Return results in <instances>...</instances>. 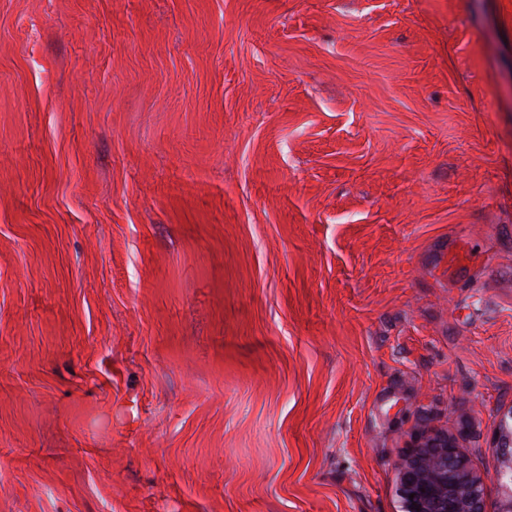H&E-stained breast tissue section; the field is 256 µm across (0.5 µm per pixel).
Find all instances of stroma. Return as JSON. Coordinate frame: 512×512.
Instances as JSON below:
<instances>
[{
	"instance_id": "35a3bbf8",
	"label": "stroma",
	"mask_w": 512,
	"mask_h": 512,
	"mask_svg": "<svg viewBox=\"0 0 512 512\" xmlns=\"http://www.w3.org/2000/svg\"><path fill=\"white\" fill-rule=\"evenodd\" d=\"M510 407L512 0H0V512H400ZM429 436L430 433L421 427H411L407 431L395 485L401 511L437 512L439 501L445 497L441 508L444 510L449 490L454 501L448 503V512H486V476L470 468L455 439H449L443 448L449 437L443 432L430 436L431 444L427 447L442 448L440 453L423 461ZM411 493H414L413 500L409 499ZM416 506L420 511H416Z\"/></svg>"
}]
</instances>
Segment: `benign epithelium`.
<instances>
[{
    "instance_id": "7a95c632",
    "label": "benign epithelium",
    "mask_w": 512,
    "mask_h": 512,
    "mask_svg": "<svg viewBox=\"0 0 512 512\" xmlns=\"http://www.w3.org/2000/svg\"><path fill=\"white\" fill-rule=\"evenodd\" d=\"M429 436L421 427L407 431L395 485L402 512H437L439 501L448 496L453 502L447 512H486V476L470 468L454 439L436 457L424 459ZM492 444L508 460L495 470L500 489L495 512H512V448L503 444L500 428L493 433Z\"/></svg>"
}]
</instances>
